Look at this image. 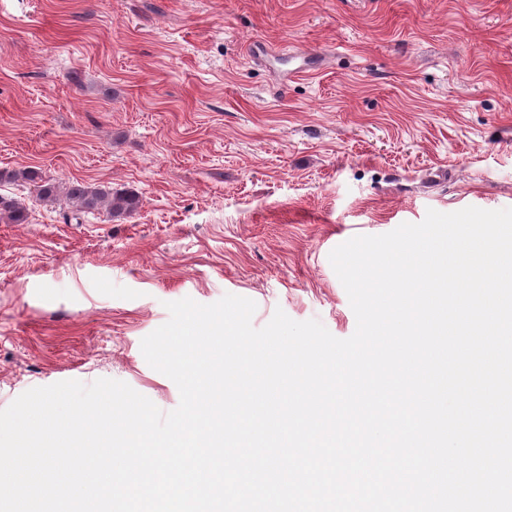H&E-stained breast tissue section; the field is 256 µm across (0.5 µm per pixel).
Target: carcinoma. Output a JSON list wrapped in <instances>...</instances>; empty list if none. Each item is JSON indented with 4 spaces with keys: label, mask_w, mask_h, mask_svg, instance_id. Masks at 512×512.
I'll use <instances>...</instances> for the list:
<instances>
[{
    "label": "carcinoma",
    "mask_w": 512,
    "mask_h": 512,
    "mask_svg": "<svg viewBox=\"0 0 512 512\" xmlns=\"http://www.w3.org/2000/svg\"><path fill=\"white\" fill-rule=\"evenodd\" d=\"M2 180L36 183L41 200L54 203L62 198L67 209L76 215L104 211L113 219H124L136 212L140 205L139 196L132 191L78 180L63 183L45 179L33 168L1 171L0 181ZM27 215V207L22 201L0 195L1 224H23Z\"/></svg>",
    "instance_id": "carcinoma-1"
}]
</instances>
